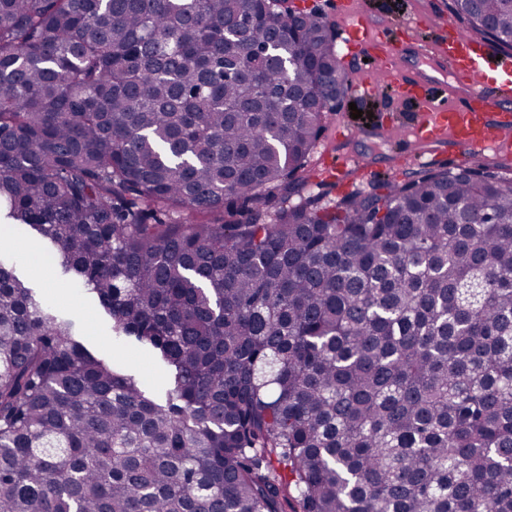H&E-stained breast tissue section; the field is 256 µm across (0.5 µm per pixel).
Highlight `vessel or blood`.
Returning a JSON list of instances; mask_svg holds the SVG:
<instances>
[{
    "mask_svg": "<svg viewBox=\"0 0 512 512\" xmlns=\"http://www.w3.org/2000/svg\"><path fill=\"white\" fill-rule=\"evenodd\" d=\"M337 14L345 50L362 51L377 64L374 75L351 84L352 95L390 90L412 106L389 128L400 138L402 158L418 162L417 144L441 147L450 140L468 161L512 155L511 54L452 26L431 41L416 39L410 21L374 29L352 0H342Z\"/></svg>",
    "mask_w": 512,
    "mask_h": 512,
    "instance_id": "1",
    "label": "vessel or blood"
}]
</instances>
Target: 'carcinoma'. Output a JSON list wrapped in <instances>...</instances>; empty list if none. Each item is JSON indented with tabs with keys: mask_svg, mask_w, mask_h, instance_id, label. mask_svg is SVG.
<instances>
[{
	"mask_svg": "<svg viewBox=\"0 0 512 512\" xmlns=\"http://www.w3.org/2000/svg\"><path fill=\"white\" fill-rule=\"evenodd\" d=\"M335 54L288 0H0V220L168 372L0 260V512H512V169L291 203ZM41 257L38 262L18 263L17 272L30 282L40 298L58 311L78 319L83 328L81 341L108 359L112 360L113 355L118 357L124 369L137 375L147 391L153 392L165 386L166 373L149 353L138 349H127L120 354L112 352L108 320L97 302L86 289L74 285L53 266L50 255Z\"/></svg>",
	"mask_w": 512,
	"mask_h": 512,
	"instance_id": "1",
	"label": "carcinoma"
}]
</instances>
